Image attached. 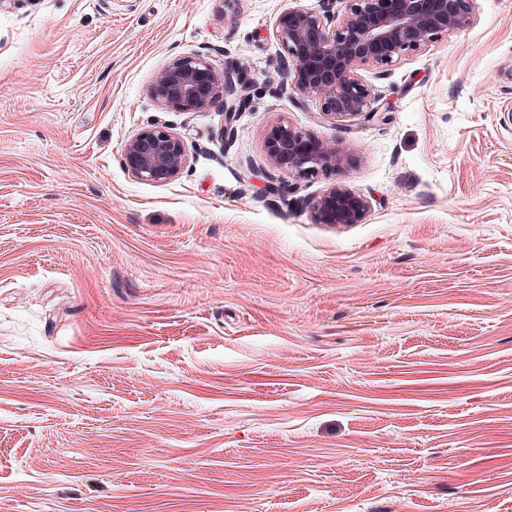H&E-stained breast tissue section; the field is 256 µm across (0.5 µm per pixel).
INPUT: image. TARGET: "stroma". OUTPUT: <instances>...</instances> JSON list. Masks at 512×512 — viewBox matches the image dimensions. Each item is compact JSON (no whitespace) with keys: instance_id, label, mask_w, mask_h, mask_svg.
Wrapping results in <instances>:
<instances>
[{"instance_id":"stroma-1","label":"stroma","mask_w":512,"mask_h":512,"mask_svg":"<svg viewBox=\"0 0 512 512\" xmlns=\"http://www.w3.org/2000/svg\"><path fill=\"white\" fill-rule=\"evenodd\" d=\"M474 6L343 126L267 91L328 0L0 10V512H512V0ZM193 53L258 86L233 138L150 93ZM280 117L353 163L273 171ZM154 122L162 183L122 160ZM336 184L362 223L315 220ZM165 124L142 127L126 140L122 149L124 164L140 181H168L181 172L187 162L184 139Z\"/></svg>"}]
</instances>
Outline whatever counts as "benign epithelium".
<instances>
[{
    "label": "benign epithelium",
    "instance_id": "obj_1",
    "mask_svg": "<svg viewBox=\"0 0 512 512\" xmlns=\"http://www.w3.org/2000/svg\"><path fill=\"white\" fill-rule=\"evenodd\" d=\"M343 12L315 13L289 8L280 13L274 35L286 79L278 87L303 105L318 101L333 124L352 123L376 112V96L365 69H385L404 57L423 53L475 21L474 0H343ZM150 92L164 112H195L221 102L224 129L233 131L239 113L255 93L254 81L233 61L216 74L208 57L193 53L176 58L160 73ZM308 134L280 120L265 138L268 163L297 181L341 169L350 157L336 143L307 141ZM124 164L140 181H168L187 162L184 139L159 123L142 127L126 140ZM321 221L359 224L370 201L340 185L311 203Z\"/></svg>",
    "mask_w": 512,
    "mask_h": 512
}]
</instances>
